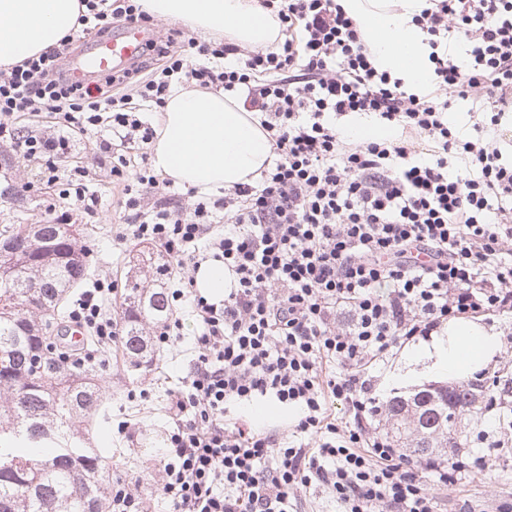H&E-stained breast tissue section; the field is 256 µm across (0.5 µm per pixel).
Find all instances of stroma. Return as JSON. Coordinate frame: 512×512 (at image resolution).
<instances>
[{"instance_id": "35a3bbf8", "label": "stroma", "mask_w": 512, "mask_h": 512, "mask_svg": "<svg viewBox=\"0 0 512 512\" xmlns=\"http://www.w3.org/2000/svg\"><path fill=\"white\" fill-rule=\"evenodd\" d=\"M37 165L19 160L9 147L0 144V189L14 187L17 198L0 202V224H36L41 222L50 195L34 186ZM99 205L95 215L82 211L70 213L71 223L77 224L92 251L93 279L117 282L118 287L106 302L108 311L120 315L127 288V272L133 257L141 248L117 239L120 229L119 208L112 194L110 178L100 175L93 187ZM181 321L179 346L170 351H158L151 369L127 374L106 359L107 423L93 431V444L101 448L107 458V471L116 480L138 477L158 479L163 465V452L171 421L167 408L170 392L188 371L185 348L191 346L199 331L195 314L189 306L175 308ZM485 327L496 331L503 344L499 353L483 368L487 376H498L500 388H512V317L484 316ZM147 397H140V390ZM123 422L131 423L128 433L117 430ZM496 427L498 448H474L470 451L469 468L454 485L435 486L434 493L440 512H512V396L492 412L478 411L463 416L457 428L464 437H472L477 430Z\"/></svg>"}]
</instances>
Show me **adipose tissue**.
<instances>
[{"label":"adipose tissue","mask_w":512,"mask_h":512,"mask_svg":"<svg viewBox=\"0 0 512 512\" xmlns=\"http://www.w3.org/2000/svg\"><path fill=\"white\" fill-rule=\"evenodd\" d=\"M368 39L379 70L423 93L431 48L412 19L426 0H340ZM150 15L177 21L215 38L267 48L280 23L257 0H141ZM82 9L79 0H0V66H11L59 44ZM154 168L174 183L217 193L260 178L272 154L267 132L241 102L223 94L174 88L150 146ZM500 349L497 333L479 321H449L421 351L434 370L468 379Z\"/></svg>","instance_id":"obj_1"}]
</instances>
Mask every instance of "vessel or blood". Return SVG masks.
I'll use <instances>...</instances> for the list:
<instances>
[{
  "mask_svg": "<svg viewBox=\"0 0 512 512\" xmlns=\"http://www.w3.org/2000/svg\"><path fill=\"white\" fill-rule=\"evenodd\" d=\"M147 28L132 25L113 37L100 39L89 51L76 55L67 67L68 76L75 81L94 73H104L132 62L148 40Z\"/></svg>",
  "mask_w": 512,
  "mask_h": 512,
  "instance_id": "obj_1",
  "label": "vessel or blood"
}]
</instances>
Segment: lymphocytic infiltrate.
I'll list each match as a JSON object with an SVG mask.
<instances>
[{
  "instance_id": "obj_1",
  "label": "lymphocytic infiltrate",
  "mask_w": 512,
  "mask_h": 512,
  "mask_svg": "<svg viewBox=\"0 0 512 512\" xmlns=\"http://www.w3.org/2000/svg\"><path fill=\"white\" fill-rule=\"evenodd\" d=\"M84 3L86 35L151 21L137 0ZM261 5L283 27L275 49L200 44L172 29L106 93L66 77L70 35L0 70V141L59 185L46 211L64 224L61 201L89 213L98 204L93 171L65 161L71 138L99 128L124 217L118 240L163 248L172 302L196 310L201 332L172 393L158 481L171 512H296L315 484L340 512H438L431 488L373 426L382 408L369 372L450 319L512 314V155L499 145L512 129V0H430L415 16L432 48L424 96L374 65L337 0ZM460 39L462 59L443 48ZM178 86L224 92L257 113L272 149L257 183L214 198L192 188L191 204L172 206L170 182L119 152L113 134L144 145L156 135L134 102L161 109ZM457 100L478 114L467 139L448 124ZM37 112L55 113L57 129L18 128ZM346 113L375 116L389 137L348 135L332 122ZM209 260L233 278L215 302L192 289ZM111 291L98 284L73 315L114 342L120 322L98 300ZM260 399L298 410L300 443L227 421L228 406ZM334 404L350 421L336 422Z\"/></svg>"
}]
</instances>
